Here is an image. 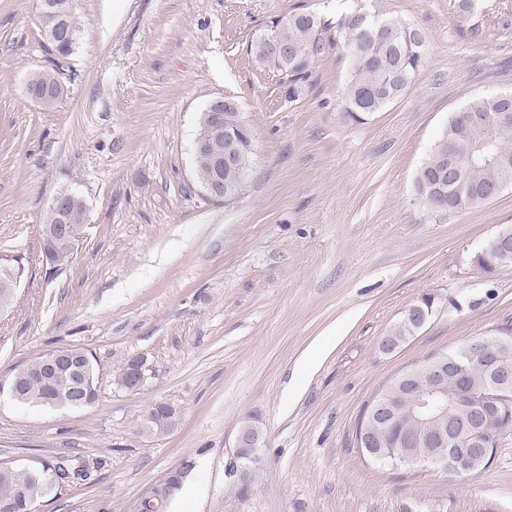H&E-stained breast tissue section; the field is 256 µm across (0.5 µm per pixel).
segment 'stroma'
<instances>
[{
	"label": "stroma",
	"mask_w": 512,
	"mask_h": 512,
	"mask_svg": "<svg viewBox=\"0 0 512 512\" xmlns=\"http://www.w3.org/2000/svg\"><path fill=\"white\" fill-rule=\"evenodd\" d=\"M426 34L423 68L366 123L342 117L339 48L291 101L248 53L272 18L342 0H75L80 40L44 44L36 0H0V256L25 273L0 313V380L29 359L81 347L98 397L81 409L0 396V462L65 457L89 475L37 512H138L184 459L188 494L162 512H512V428L485 470L395 472L364 459L352 431L364 401L406 365L512 333V265L485 274L472 254L512 227V188L435 215L414 179L451 113L512 91V0H363ZM57 70L53 109L27 94ZM230 96L254 131L240 193L204 197L193 142L205 106ZM85 201L73 259L54 272L41 217L59 191ZM438 308L393 353L379 344L423 294ZM461 300L462 309L451 306ZM134 356L154 372L128 391ZM178 405L144 436L154 401ZM265 438L247 477L228 465L242 426ZM137 364L141 366L147 364V362L144 361V358L140 357H131L127 361H125L117 374V384H119L123 388H126L127 385L129 384L130 387L127 389L129 391L140 390L146 383V376L144 375L142 368H139L134 373V375L132 376L128 383V375L130 373V370L134 365Z\"/></svg>",
	"instance_id": "obj_1"
}]
</instances>
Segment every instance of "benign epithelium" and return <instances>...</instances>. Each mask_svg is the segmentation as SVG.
<instances>
[{
  "instance_id": "7a95c632",
  "label": "benign epithelium",
  "mask_w": 512,
  "mask_h": 512,
  "mask_svg": "<svg viewBox=\"0 0 512 512\" xmlns=\"http://www.w3.org/2000/svg\"><path fill=\"white\" fill-rule=\"evenodd\" d=\"M40 7L55 15L57 22L50 40L72 37L64 17L65 10L53 0H42ZM223 113L209 112L195 143L196 150L210 153L213 172L208 182L202 185L205 197L222 200L236 193L237 185L227 180L225 173L237 171L240 167L242 145L234 139H224ZM53 223L46 224L42 233L46 240L61 242L69 248L76 247L84 228L82 224L69 223L70 200L68 195L56 194L47 207ZM494 243L502 255H512V228L505 227L494 237ZM18 280L6 276L0 279V309L7 307L14 298ZM512 342V337L495 336L490 339L471 340L465 344L469 351H476L481 357V369L485 381L479 387L469 384L472 367L464 364L446 352H438L414 362L391 379L390 383L405 386L410 390L413 412L424 423L419 432L408 438L393 458L396 468H406L419 463H432L443 470L451 469L455 475L467 478L475 473L470 466L475 458H487L482 448L484 438L496 437L504 430L503 414L512 409V366L501 361L495 348ZM87 350L72 347L62 352L40 355L41 374L52 377L64 363H78L86 356ZM396 410V403L380 389L370 401V406L361 430L376 427L386 421ZM263 436L256 444H250V436L242 429L237 435L235 461L240 472L247 475L248 464L240 455V449L262 447ZM445 452L436 453L434 449Z\"/></svg>"
}]
</instances>
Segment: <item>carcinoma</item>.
Wrapping results in <instances>:
<instances>
[{"label":"carcinoma","instance_id":"carcinoma-1","mask_svg":"<svg viewBox=\"0 0 512 512\" xmlns=\"http://www.w3.org/2000/svg\"><path fill=\"white\" fill-rule=\"evenodd\" d=\"M73 39L53 44L58 55L67 56L76 47L81 27L76 13H71ZM276 37L288 44L292 55L281 66L272 59L266 47L254 40L250 55L259 63L278 72L279 83L286 88L288 100H297L308 88L315 62L325 53L329 41L325 33L329 25L314 12H292L288 22L277 17L271 21ZM336 41L343 47L345 85L343 88V117L363 123L373 114L384 110L399 98L413 82L426 60V36L422 30L399 18L384 17L376 12L350 9L342 12L336 22ZM39 96H47L42 103L52 107L64 95L65 89L57 75L51 71L34 74L27 86ZM505 103L496 93L474 98L463 109L448 119L427 158L417 171L414 181L415 194L420 204L432 213H449L483 206L490 202L489 191L499 182L503 169L512 171V124L500 126L497 114L504 111ZM225 113L224 135L243 143L238 184H243L252 168L254 135L238 103L224 98V106L206 111ZM484 139L494 140V149L501 164L471 160L474 147ZM501 256L486 241L471 257V263L489 274L500 267ZM11 271L20 279L24 268L21 257L0 258V277ZM84 399L72 398L74 380L67 372L56 376L46 385L42 382L40 360L35 357L19 368L11 377V385L19 389L21 403L43 406L85 408L97 398L96 359L88 354L82 369ZM180 418V409L174 405L156 422L140 426L149 435L161 434L172 429ZM413 428L412 415L405 411L383 430L381 443L361 452L376 455L375 463L391 467V453L399 436ZM187 472L172 470L166 479L154 486L150 494L157 502L165 501L177 491ZM80 476L71 468L65 457L41 460L35 465L10 467L8 479L0 477V500L9 502V512H29L33 504L53 489H60L70 479Z\"/></svg>","mask_w":512,"mask_h":512}]
</instances>
